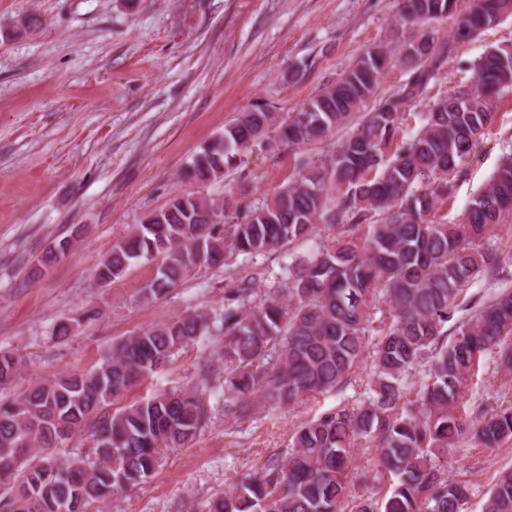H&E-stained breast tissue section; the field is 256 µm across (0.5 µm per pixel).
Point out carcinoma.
I'll return each mask as SVG.
<instances>
[{
	"mask_svg": "<svg viewBox=\"0 0 512 512\" xmlns=\"http://www.w3.org/2000/svg\"><path fill=\"white\" fill-rule=\"evenodd\" d=\"M457 0H400L412 26L397 49L379 45L332 85L286 116L267 105L238 113L202 148L183 176L198 184L245 170L247 152L321 140L349 124L398 61L408 78L364 112L352 134L255 207L234 193L176 195L147 214L99 262L103 285L132 263L160 259L144 298L170 293L194 271L228 266L232 256L271 252L307 241L319 224L343 229L301 259L271 271L268 286L241 278L224 291V307L153 324L113 345L89 372L30 382L0 400V512H92L152 476L161 453L189 446L210 418L209 399H223L237 421L305 396L342 393L369 369L365 393L342 401L295 429L290 447L270 456L203 512H463L470 489L447 477L448 457L469 444L494 448L512 440V406L467 415L459 399L487 351L512 366V250L491 241L512 217V148L461 222L434 219L450 198L466 160L492 125L495 99L512 89V48L487 50L473 63L475 86L428 105L423 126L397 152H385L407 109L457 45L512 16V0H476L457 17L451 37L434 23ZM80 229L40 253L50 265L69 254ZM492 294L462 307L471 280ZM216 341L224 363L215 386L210 368L196 381L117 406L133 387L169 364L182 348ZM21 369L0 351V390ZM87 432L92 455L58 449ZM357 448H373L389 489L377 500L353 494L349 474ZM483 512H512V470L502 472Z\"/></svg>",
	"mask_w": 512,
	"mask_h": 512,
	"instance_id": "cac0c4a2",
	"label": "carcinoma"
}]
</instances>
